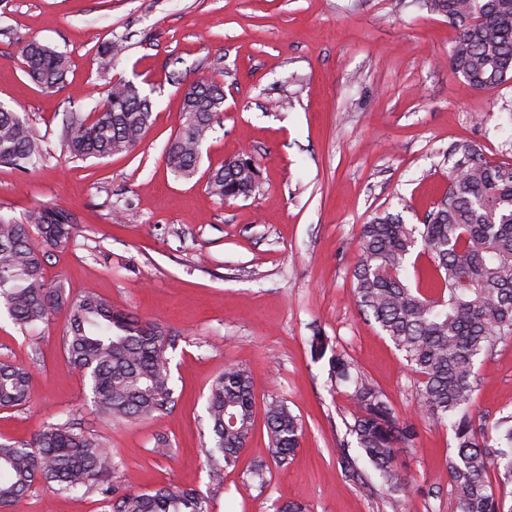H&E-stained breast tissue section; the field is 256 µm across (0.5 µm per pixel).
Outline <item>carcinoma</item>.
Masks as SVG:
<instances>
[{"label":"carcinoma","mask_w":512,"mask_h":512,"mask_svg":"<svg viewBox=\"0 0 512 512\" xmlns=\"http://www.w3.org/2000/svg\"><path fill=\"white\" fill-rule=\"evenodd\" d=\"M428 12L448 18L457 30L451 64L478 90L512 80V0H421ZM25 74L47 91L63 83L68 58L37 40L21 53ZM151 101L131 82L108 91L93 115L71 113L63 146L71 158L103 159L137 149L152 125ZM224 112V86L214 78L183 92L182 123L167 144L165 160L179 178H192L201 149ZM459 156L448 174V191L421 224L382 212L362 225L352 299L374 320L407 366L420 377V416L448 424L453 450L446 469L454 512H505L493 483H512V413L489 424L476 418L473 401L481 379L476 364L512 336V163L490 162L473 142H455ZM42 141L27 121L0 104V165L33 171L43 161ZM255 164L229 159L208 178L220 200L255 191ZM80 229L77 214L60 206L36 207L16 220L0 214V311L27 330L69 310L62 338L69 363L88 378L97 414L127 423L173 411L176 405L166 351L177 336L155 323L113 307L92 291L73 298L63 282L46 283L44 264L70 245ZM426 258L439 291L427 294L403 278L413 253ZM311 351L328 357L330 382L346 384L355 408L349 432L356 454L337 452L345 477L371 493L381 487L404 493L409 484L397 466L396 448L417 437L415 425L398 416L384 394L355 372L349 356L329 337L315 333ZM32 397L31 372L0 363V407L16 408ZM254 380L238 365L224 368L207 396L212 446L204 450L210 476L221 483L236 464L254 426ZM268 451L284 463L300 445L302 422L284 401L265 404ZM373 467L377 481L360 460ZM112 456L101 441L74 422L49 423L32 442L0 441V512L14 507L38 482L59 493L96 491L114 499L113 512H210L192 488L162 486L117 493Z\"/></svg>","instance_id":"1"}]
</instances>
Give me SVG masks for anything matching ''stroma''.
<instances>
[{
	"mask_svg": "<svg viewBox=\"0 0 512 512\" xmlns=\"http://www.w3.org/2000/svg\"><path fill=\"white\" fill-rule=\"evenodd\" d=\"M456 35L447 18L412 0H0V103L31 124L49 153L22 173L0 165V214L36 205L75 212L81 227L44 269L71 294L94 290L116 307L178 334L168 351L178 402L155 419L114 424L95 412L90 384L67 361L66 308L20 331L0 314V361L32 373V398L0 410V437L33 440L71 420L99 438L119 491L164 485L208 496L211 512H451L445 459L452 432L419 417L418 377L351 299L362 224L387 211L421 223L448 187V147L477 144L512 162V81L478 90L450 70ZM38 40L64 52L62 88L29 79L18 51ZM125 50L104 65L108 41ZM212 77L224 113L182 180L164 159L181 124L182 90ZM134 83L152 103V126L128 155L84 161L62 150L70 113L89 114L110 85ZM260 170L249 197L207 189L225 160ZM330 337L418 436L400 449L410 490L364 495L336 450L353 410L346 386L314 359V333ZM255 380V429L224 482L211 484L206 400L226 365ZM473 408L486 422L512 413V337L477 365ZM282 399L303 424L286 464L268 453L264 404ZM166 453H156L158 437ZM266 471L265 485L250 472ZM16 512H112L106 496L33 489Z\"/></svg>",
	"mask_w": 512,
	"mask_h": 512,
	"instance_id": "obj_1",
	"label": "stroma"
}]
</instances>
